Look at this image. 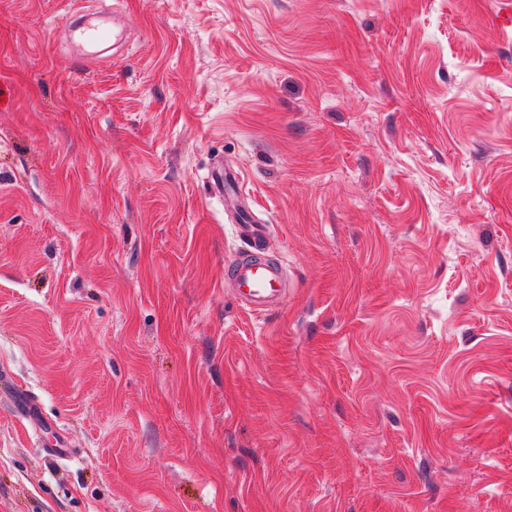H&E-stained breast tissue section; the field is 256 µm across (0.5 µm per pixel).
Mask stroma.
Returning a JSON list of instances; mask_svg holds the SVG:
<instances>
[{
  "label": "stroma",
  "mask_w": 512,
  "mask_h": 512,
  "mask_svg": "<svg viewBox=\"0 0 512 512\" xmlns=\"http://www.w3.org/2000/svg\"><path fill=\"white\" fill-rule=\"evenodd\" d=\"M511 7L0 0V512H512ZM224 288L251 312L276 309L287 297L281 266L253 259L236 260L225 268Z\"/></svg>",
  "instance_id": "35a3bbf8"
}]
</instances>
